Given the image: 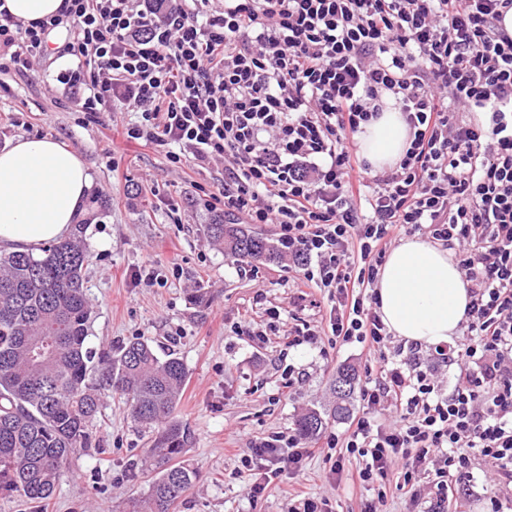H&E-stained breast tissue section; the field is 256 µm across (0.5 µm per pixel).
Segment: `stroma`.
Wrapping results in <instances>:
<instances>
[{
    "mask_svg": "<svg viewBox=\"0 0 512 512\" xmlns=\"http://www.w3.org/2000/svg\"><path fill=\"white\" fill-rule=\"evenodd\" d=\"M67 38L63 31L53 35L33 70L0 72V147L20 137L54 138L82 156L93 191L108 201L86 232L89 344L115 349L142 338L159 356L183 360L188 380L177 415L191 434L183 458L197 478L178 512H288L299 490L327 500L330 512H364L373 501L380 512H427V503H412L399 490L395 470L381 491L335 484L333 465L355 466L341 448L316 450L299 475L276 480L259 498L249 496L256 473L241 464L249 444L293 435L299 414L329 404L339 366L361 374L370 360L361 345L342 346L329 336L295 347L281 336H247L244 325L264 319L266 309L279 307L312 325L326 309L297 302L296 273L287 263L243 268L207 237L217 211L205 202L223 182V166L174 167L162 153L124 138L133 113L78 111L81 90L62 82L75 66L60 53ZM139 272L154 273L153 284L137 282ZM200 288L211 296L202 305L193 300ZM290 371L297 381L289 387ZM92 434L96 450L73 458L50 499L33 503L0 494V512H130L142 503L152 478L145 468L149 439L122 399L104 394ZM472 474L455 486L448 512H493L497 488L489 465L474 459Z\"/></svg>",
    "mask_w": 512,
    "mask_h": 512,
    "instance_id": "1",
    "label": "stroma"
}]
</instances>
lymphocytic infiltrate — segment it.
Instances as JSON below:
<instances>
[{
	"label": "lymphocytic infiltrate",
	"instance_id": "obj_1",
	"mask_svg": "<svg viewBox=\"0 0 512 512\" xmlns=\"http://www.w3.org/2000/svg\"><path fill=\"white\" fill-rule=\"evenodd\" d=\"M512 0H65L31 25L0 15V71L30 70L47 37L68 28L67 84H83L82 111L133 112L125 136L173 166L224 164L214 199L247 224H274L298 285L324 291L320 326H294L289 345L321 337L385 347L389 334L369 289L387 246L421 235L453 250L467 284V334L440 348L457 364L451 391L415 356L381 365L361 390L363 413L344 439L359 461L352 480L383 482L401 466L413 486L431 471L445 512L471 452L492 461L512 502V36L500 22ZM409 129L395 166L373 172L355 138L382 96ZM491 115L483 127L476 115ZM392 410L389 424L371 417ZM289 454H282V447ZM309 450L297 438L252 443L259 498Z\"/></svg>",
	"mask_w": 512,
	"mask_h": 512
}]
</instances>
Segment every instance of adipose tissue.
Segmentation results:
<instances>
[{
    "instance_id": "adipose-tissue-1",
    "label": "adipose tissue",
    "mask_w": 512,
    "mask_h": 512,
    "mask_svg": "<svg viewBox=\"0 0 512 512\" xmlns=\"http://www.w3.org/2000/svg\"><path fill=\"white\" fill-rule=\"evenodd\" d=\"M401 112L386 106L358 135L360 153L375 167L394 165L407 148ZM91 185L77 151L47 137H21L0 149V250L27 251L68 237ZM388 331L406 342H451L470 297L450 250L405 239L386 257L374 283Z\"/></svg>"
}]
</instances>
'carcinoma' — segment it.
<instances>
[{"mask_svg":"<svg viewBox=\"0 0 512 512\" xmlns=\"http://www.w3.org/2000/svg\"><path fill=\"white\" fill-rule=\"evenodd\" d=\"M102 198H89L66 239L34 256L0 250V494L27 501L52 496L70 461L92 449L90 428L101 391L123 396L132 420L151 433L155 476L146 512H177L196 477L179 461L189 440L176 410L188 372L173 354L160 358L140 338L112 351L88 346L92 307L84 291L89 261L86 231ZM207 235L240 264L281 263L278 245L221 216ZM98 373L99 384L89 377ZM359 376L338 367L330 386L333 403L310 408L294 423L296 436L312 440L350 414Z\"/></svg>","mask_w":512,"mask_h":512,"instance_id":"carcinoma-1","label":"carcinoma"}]
</instances>
